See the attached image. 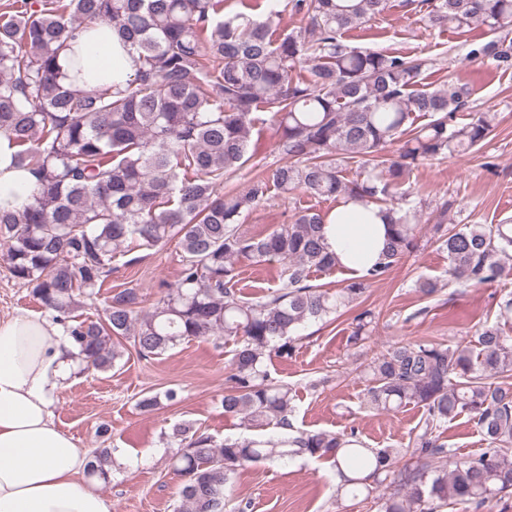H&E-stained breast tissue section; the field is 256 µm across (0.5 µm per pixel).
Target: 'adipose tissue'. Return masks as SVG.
I'll return each mask as SVG.
<instances>
[{
  "label": "adipose tissue",
  "instance_id": "1",
  "mask_svg": "<svg viewBox=\"0 0 512 512\" xmlns=\"http://www.w3.org/2000/svg\"><path fill=\"white\" fill-rule=\"evenodd\" d=\"M81 57L77 89L92 92L125 82L139 54L112 25L84 27L72 53ZM17 147L0 134V209L24 206L33 174L15 163ZM325 243L339 268L359 277L379 260L387 239L384 212L371 203L340 199L324 226ZM70 344L41 314L19 311L0 319V512H111L107 498L80 480L87 451L57 427L52 395L69 373Z\"/></svg>",
  "mask_w": 512,
  "mask_h": 512
}]
</instances>
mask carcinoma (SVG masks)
I'll return each instance as SVG.
<instances>
[{"label":"carcinoma","mask_w":512,"mask_h":512,"mask_svg":"<svg viewBox=\"0 0 512 512\" xmlns=\"http://www.w3.org/2000/svg\"><path fill=\"white\" fill-rule=\"evenodd\" d=\"M432 26L478 22L491 35L467 57L512 69V0H420ZM306 26L275 36L271 19L224 15V0H12L0 12V133L35 185L20 210H0V247L13 279L63 325L83 370L107 372L125 352L147 359L186 340L224 339L235 348L224 381V415L250 438L219 440L177 424L173 470L181 477L174 512L229 508L245 467L303 457L332 464L336 492L373 502L376 512H438L512 498V291L498 317L475 331V346L431 339L396 344L364 365L365 404L396 412L422 408L405 448H370L355 431L296 428L293 389L272 378L268 361L292 356L299 332L358 303L417 247L418 225L400 200L421 161L471 148L495 125L493 112L456 124L467 86L421 82L425 63L399 52L361 50L344 34L382 15L388 0H286ZM110 23L136 47L140 65L124 88H74L59 64L76 31ZM301 67L307 76L293 77ZM258 112L271 114L283 162L224 185L248 161ZM427 119L416 125L417 118ZM398 146L387 163L382 152ZM358 170L359 178L346 172ZM350 198L386 211L387 244L366 275L335 292L310 284L336 257L323 242L326 213L304 208L265 235L242 230L272 191ZM448 253V282L463 288L512 277V224L435 225ZM176 242L181 269L161 284L152 309L138 288L115 290L103 315L77 324L112 261L134 246ZM281 264L279 288L246 299L240 260ZM349 341L363 340L374 314L354 317ZM467 414L486 442L455 458L442 428ZM87 476L107 484L111 449L96 448Z\"/></svg>","instance_id":"carcinoma-1"}]
</instances>
